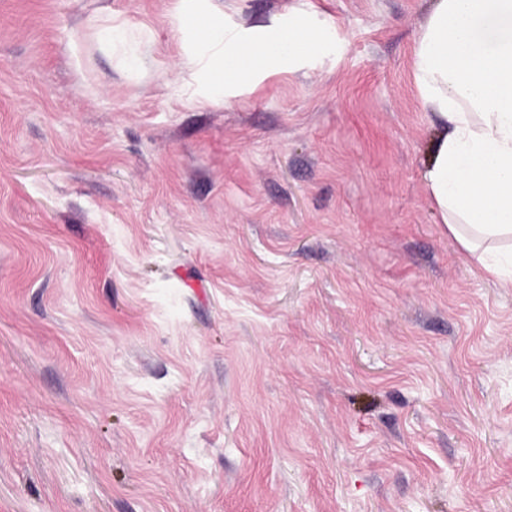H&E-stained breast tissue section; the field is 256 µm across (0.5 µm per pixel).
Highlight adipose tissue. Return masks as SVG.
Returning a JSON list of instances; mask_svg holds the SVG:
<instances>
[{
    "mask_svg": "<svg viewBox=\"0 0 512 512\" xmlns=\"http://www.w3.org/2000/svg\"><path fill=\"white\" fill-rule=\"evenodd\" d=\"M202 35L239 79L276 51L217 27ZM413 78L440 124L423 174L433 208L486 273L512 278V0H434Z\"/></svg>",
    "mask_w": 512,
    "mask_h": 512,
    "instance_id": "obj_1",
    "label": "adipose tissue"
}]
</instances>
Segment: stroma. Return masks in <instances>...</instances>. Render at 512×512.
Wrapping results in <instances>:
<instances>
[{"mask_svg":"<svg viewBox=\"0 0 512 512\" xmlns=\"http://www.w3.org/2000/svg\"><path fill=\"white\" fill-rule=\"evenodd\" d=\"M431 2L0 0V512H512ZM209 22L298 40L240 81Z\"/></svg>","mask_w":512,"mask_h":512,"instance_id":"stroma-1","label":"stroma"}]
</instances>
